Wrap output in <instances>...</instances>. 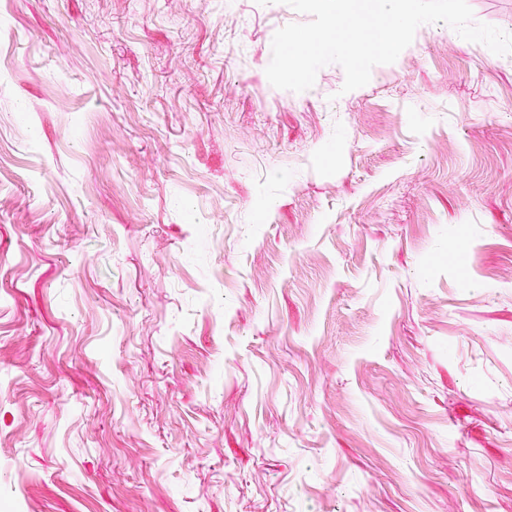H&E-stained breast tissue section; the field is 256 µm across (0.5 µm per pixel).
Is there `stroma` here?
Listing matches in <instances>:
<instances>
[{
  "label": "stroma",
  "instance_id": "obj_1",
  "mask_svg": "<svg viewBox=\"0 0 512 512\" xmlns=\"http://www.w3.org/2000/svg\"><path fill=\"white\" fill-rule=\"evenodd\" d=\"M309 20L0 0V512H512V54Z\"/></svg>",
  "mask_w": 512,
  "mask_h": 512
}]
</instances>
